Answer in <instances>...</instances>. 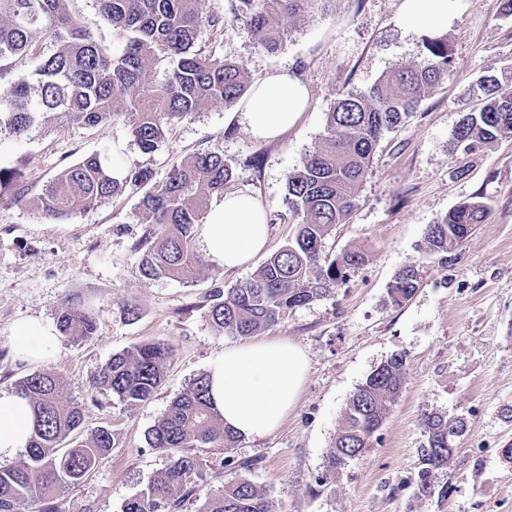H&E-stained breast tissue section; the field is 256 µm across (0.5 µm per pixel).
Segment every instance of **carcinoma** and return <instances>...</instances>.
<instances>
[{
    "mask_svg": "<svg viewBox=\"0 0 512 512\" xmlns=\"http://www.w3.org/2000/svg\"><path fill=\"white\" fill-rule=\"evenodd\" d=\"M315 0H235L234 18L250 28L254 43L268 53L282 48L288 33L280 18L306 11ZM102 20L126 34L123 50L114 54L84 28L69 9V0H0V71L33 51L35 38L46 34L50 47L32 80H19L0 94V132L16 137L59 116L87 126L106 124L123 116L141 152H155L172 126L212 105H233L246 91L243 66L196 48L200 29L224 27L221 16L208 10V0H95ZM423 60L380 78L367 92L350 93L327 113L321 143L303 166L288 178V205L296 217L293 239L264 262L254 274L227 291L210 295L211 326L227 336H252L275 325L288 310L322 296L327 284L346 280L366 256L349 250L329 261L324 241L351 214L358 189L383 132L396 128L416 104L439 85L452 62L448 44L440 38L424 42ZM170 66L162 80H144L159 54ZM485 104L465 114L453 133L456 148L469 154L512 134V94L499 92L496 75L479 79ZM234 177L224 156L202 152L174 167L160 182L148 168L134 167L118 179L97 154L59 171L32 202L49 221L67 220L101 204L129 187L142 191L137 203L139 223L148 225L136 241L139 268L149 279L169 278L189 283L203 266L194 248L197 226L203 223L210 198L224 195ZM23 175L0 168V192L18 200L29 194ZM489 207L482 201L463 202L428 227L426 252L442 262L485 222ZM419 269L399 270L390 287L392 302L401 304L418 288ZM60 335L86 341L97 323L81 301L67 296L56 318ZM171 349L160 342L137 344L113 354L92 377V388L112 393L119 402L148 401L160 386ZM406 378V355L394 353L373 370L350 397L342 424L324 461V477L336 475L348 461L360 457L382 426ZM15 392L28 398L35 426L27 460L0 470V512H15L22 499H41L81 482L97 459L115 444L112 431L98 427L91 438L71 447L66 440L83 424L79 405L63 407L64 386L47 372L21 378ZM207 375L193 380L175 397L147 434L149 447L169 457L147 486L126 499L121 512H176L180 493L200 477L193 449L232 448L238 436L224 428L207 397ZM424 442L421 469L415 481L419 497L434 494L433 472L448 465L463 419L429 411L421 418ZM200 512H271L265 492L245 478L224 483L204 498Z\"/></svg>",
    "mask_w": 512,
    "mask_h": 512,
    "instance_id": "obj_1",
    "label": "carcinoma"
}]
</instances>
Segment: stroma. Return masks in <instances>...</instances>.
Here are the masks:
<instances>
[{"label": "stroma", "mask_w": 512, "mask_h": 512, "mask_svg": "<svg viewBox=\"0 0 512 512\" xmlns=\"http://www.w3.org/2000/svg\"><path fill=\"white\" fill-rule=\"evenodd\" d=\"M402 4L320 0L312 11L281 18L289 39L270 54L235 20L230 0H211L224 31L203 27L198 48L241 62L248 82L288 68L308 88L306 112L275 140L251 135L234 105L187 117L151 154L139 150L121 117L96 127L62 118L21 139L0 136V167L20 170L36 193L91 154L123 171L149 168L159 182L173 166L217 150L235 172L225 192L256 198L270 215L265 253L228 273L206 262L185 284L141 276L133 245L145 227L137 222L136 191L64 222L47 221L29 201L0 194V390L13 391L35 370L11 351L12 323L37 317L55 324L62 298L76 296L98 329L86 342L60 338L45 369L66 384L64 405L82 406V438L101 425L115 437L80 484L22 500L17 512H121L166 467L167 457L149 447L148 431L225 347L243 342L210 325L211 291L237 287L293 237L288 177L320 142L337 100L421 62L422 35L398 24ZM441 36L452 56L441 85L381 137L352 213L325 240L327 256L359 249L366 262L268 330L294 340L308 356L294 407L265 438L243 437L228 450L198 449L206 466L179 512H198L208 491L240 477L265 491L272 512H512V462L501 455L512 445V138L469 156L455 152L452 138L463 115L480 105L479 79L512 71V17L501 14L499 0H452ZM473 200L488 204L485 222L447 262L430 258L427 227ZM408 265L419 267L420 283L398 305L388 290ZM128 306L137 307L138 318H127ZM148 341L174 351L150 400L127 406L90 391L91 376L112 354ZM396 352L407 356L406 380L389 416L362 456L323 479L349 398ZM433 409L465 418L468 428L448 468L437 474L445 495L418 497L411 481L420 468V419Z\"/></svg>", "instance_id": "obj_1"}]
</instances>
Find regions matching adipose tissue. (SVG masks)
Returning <instances> with one entry per match:
<instances>
[{"label": "adipose tissue", "instance_id": "1", "mask_svg": "<svg viewBox=\"0 0 512 512\" xmlns=\"http://www.w3.org/2000/svg\"><path fill=\"white\" fill-rule=\"evenodd\" d=\"M449 6L450 0H404L399 23L431 34L447 26ZM307 104L302 81L289 71H276L254 84L240 105L241 119L255 137L274 139L296 125ZM198 231L211 260L237 270L265 250L268 212L252 197L228 194L211 207ZM58 342L56 328L42 319L20 318L11 326L10 344L21 360L46 362ZM307 367L301 345L282 336L225 348L207 370L210 398L225 428L251 439L274 432L294 406ZM33 425L28 400L0 392V458L26 447Z\"/></svg>", "mask_w": 512, "mask_h": 512}]
</instances>
